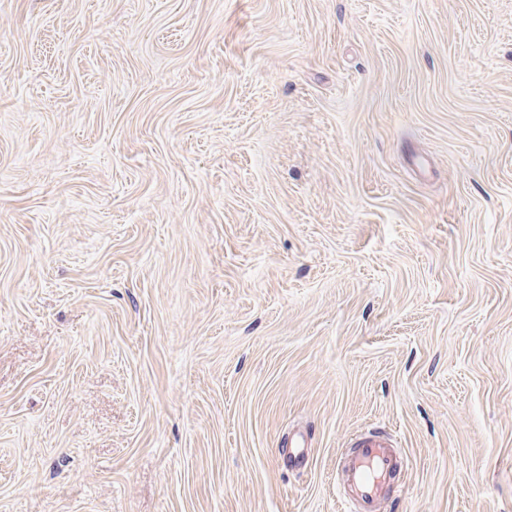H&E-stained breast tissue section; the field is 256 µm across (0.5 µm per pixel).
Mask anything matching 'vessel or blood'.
I'll return each instance as SVG.
<instances>
[{"label":"vessel or blood","mask_w":512,"mask_h":512,"mask_svg":"<svg viewBox=\"0 0 512 512\" xmlns=\"http://www.w3.org/2000/svg\"><path fill=\"white\" fill-rule=\"evenodd\" d=\"M340 465L349 489L348 503L362 507L363 512H373L388 493L401 461L392 437L369 433L354 441Z\"/></svg>","instance_id":"vessel-or-blood-1"}]
</instances>
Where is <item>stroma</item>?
Listing matches in <instances>:
<instances>
[{"label":"stroma","instance_id":"35a3bbf8","mask_svg":"<svg viewBox=\"0 0 512 512\" xmlns=\"http://www.w3.org/2000/svg\"><path fill=\"white\" fill-rule=\"evenodd\" d=\"M375 432L512 512V0H0V512H342Z\"/></svg>","mask_w":512,"mask_h":512}]
</instances>
